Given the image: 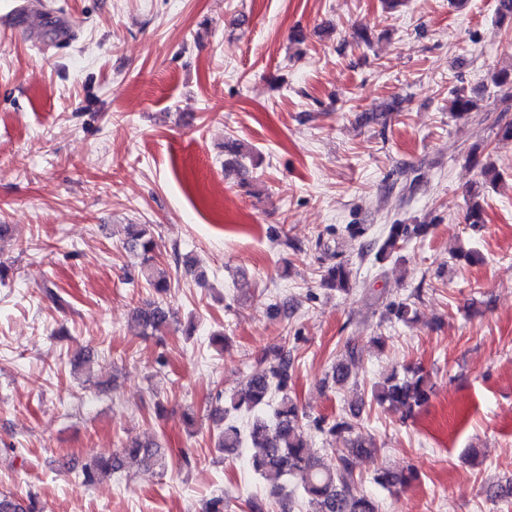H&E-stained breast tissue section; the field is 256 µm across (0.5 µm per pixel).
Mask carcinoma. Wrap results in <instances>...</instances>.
I'll list each match as a JSON object with an SVG mask.
<instances>
[{
	"instance_id": "carcinoma-1",
	"label": "carcinoma",
	"mask_w": 512,
	"mask_h": 512,
	"mask_svg": "<svg viewBox=\"0 0 512 512\" xmlns=\"http://www.w3.org/2000/svg\"><path fill=\"white\" fill-rule=\"evenodd\" d=\"M479 110L476 102L464 90L453 94L449 111L457 118ZM427 224H391L375 254L379 261L398 254L408 242L428 232ZM125 246L141 257V271L155 292L162 294L170 288L165 271L155 264L158 243L147 224H132L127 228ZM321 285L342 293L350 292V270L337 263L325 271ZM413 297L381 301L383 316L389 320L410 323L416 319ZM171 311L151 303L135 309L133 320L142 336H154L168 328ZM272 363L261 375H253L237 392L224 397L223 403L210 414L219 429L218 445L224 449L241 448L245 444L255 448L251 467L256 475L275 491L282 492L290 479L298 482L312 512H379L378 501L370 496L352 492L355 466L362 458L377 454L374 444L362 439L358 425L341 418L328 422L324 417L312 420L321 433L341 439L344 447L336 449V463L330 465L312 455L308 449L303 420L306 413L299 410L288 394L293 359L289 351L277 346L271 351ZM356 346L346 343L342 357L332 366L331 379L336 385L348 381L350 366L358 362ZM427 376L418 369L398 378L394 375L371 388V402L389 410L408 413L429 398ZM165 469L164 456L151 440L131 438L110 457L96 459L82 467L81 483L92 484L98 477L110 475L119 469L153 467ZM412 470H381L375 482L387 491L405 487L417 480ZM0 512H40L32 497H20L11 492H0Z\"/></svg>"
}]
</instances>
